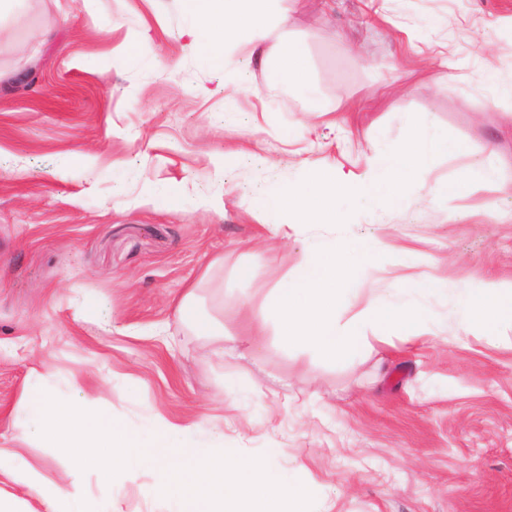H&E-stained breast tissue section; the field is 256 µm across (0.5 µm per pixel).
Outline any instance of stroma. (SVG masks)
<instances>
[{
	"mask_svg": "<svg viewBox=\"0 0 512 512\" xmlns=\"http://www.w3.org/2000/svg\"><path fill=\"white\" fill-rule=\"evenodd\" d=\"M266 8L288 32L257 55L227 44L235 85L182 38L181 0H0V445L34 387L80 377L129 428L160 413L310 483L298 512H512V327L483 336L460 317L464 288L512 280V195L466 180L512 178V0ZM287 44L313 100L280 86ZM415 123L447 134L432 176L466 180L460 195L431 204L411 187L397 210L354 199L345 224L264 227L260 198L315 168L361 172ZM369 237L387 248L351 274L348 311L410 299L429 336L340 361L288 347L274 319L243 336L245 309L310 246ZM190 283L223 335L179 316ZM152 483L114 481L99 512H167Z\"/></svg>",
	"mask_w": 512,
	"mask_h": 512,
	"instance_id": "1",
	"label": "stroma"
}]
</instances>
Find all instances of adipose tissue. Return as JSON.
I'll list each match as a JSON object with an SVG mask.
<instances>
[{"mask_svg":"<svg viewBox=\"0 0 512 512\" xmlns=\"http://www.w3.org/2000/svg\"><path fill=\"white\" fill-rule=\"evenodd\" d=\"M183 2L196 21L191 44L215 66H224V46L237 34L259 46L271 32L264 0ZM447 148L446 136L421 126L403 149L371 158L362 174L336 179L314 172L307 183L265 199L271 217L268 228L275 231L298 220L337 223L336 204L348 196L395 209L401 207L405 189L414 184L427 186L430 200L453 198L461 183L430 181L432 155ZM381 248L376 239L309 248L272 293L271 309L278 315L285 341L340 360L368 348L371 341H384L388 333L419 328L428 315L411 305L385 306L370 299L348 320H341L337 312L350 270L371 262ZM464 294L466 322L490 335L497 334L504 322L512 323V281L482 282ZM12 440L13 447L0 448V484L11 486L15 501L36 499L41 512H82L89 488L80 475L94 466L107 492L114 473L149 470L152 490L167 501L169 512H288L290 501L305 493L304 487L274 476L266 462L224 454L194 439L190 427L163 415H156L152 431L142 436L76 396L32 397L15 418ZM30 441L63 449L71 481L48 479L43 466L25 460L19 446Z\"/></svg>","mask_w":512,"mask_h":512,"instance_id":"1","label":"adipose tissue"}]
</instances>
